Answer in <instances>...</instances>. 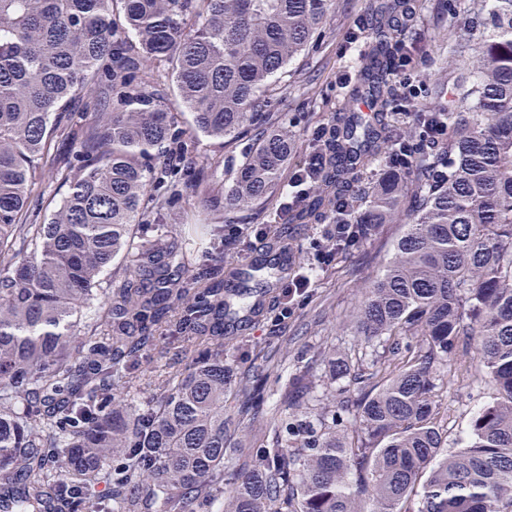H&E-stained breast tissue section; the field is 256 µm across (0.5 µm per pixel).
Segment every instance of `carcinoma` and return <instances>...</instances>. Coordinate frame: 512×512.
Here are the masks:
<instances>
[{"label":"carcinoma","mask_w":512,"mask_h":512,"mask_svg":"<svg viewBox=\"0 0 512 512\" xmlns=\"http://www.w3.org/2000/svg\"><path fill=\"white\" fill-rule=\"evenodd\" d=\"M399 4L377 9L360 80L341 109L330 176L340 191L368 157L410 126L355 118L368 97L390 107ZM334 0H0V512H106L87 489L111 469L112 512L142 502L211 512H512V0H467L435 45L458 74V104L441 88L424 106L448 124L407 175L361 196L369 230L404 224L364 298L348 315L364 357L328 349V384L357 385L345 400L355 428L317 408L306 375L253 466L216 487L232 452L224 396V261L191 256L176 235L140 234L154 189L203 193L214 174L200 139H249L224 209L241 217L280 184L296 137L268 107L287 67ZM171 78L192 125L167 106ZM98 91L100 111L76 103ZM80 139L59 159V136ZM64 189L49 213L28 198L46 170ZM331 204L328 188L298 216ZM114 261L120 281H104ZM102 306L89 322L78 315ZM192 342L189 366L141 370L161 344ZM493 385L470 434L445 450L448 423L436 377L461 347ZM136 386L155 392L143 407ZM261 386L239 412L259 409Z\"/></svg>","instance_id":"obj_1"}]
</instances>
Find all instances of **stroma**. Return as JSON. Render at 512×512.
<instances>
[{
  "mask_svg": "<svg viewBox=\"0 0 512 512\" xmlns=\"http://www.w3.org/2000/svg\"><path fill=\"white\" fill-rule=\"evenodd\" d=\"M383 0H336L326 25L306 54L293 62L292 68L302 73V82L279 94L273 109L280 123L295 134L299 151L289 160V167L302 164L308 153L313 129L318 124L336 126V112L354 83L355 65L348 50V38L355 25L371 29L376 10ZM461 0H425L411 26L418 43V96L412 111H420L425 92L435 84L452 91L454 80L440 77L433 45L448 33L457 21ZM280 191H273L255 205L247 216L250 224H268L272 230L263 239L254 240L228 250L223 246L225 225L235 223L233 215L223 208L209 209L207 202L192 194L175 198L162 196L152 224L143 228L144 236H152L156 224H173L177 233L192 247L223 257L225 273H232L246 263L266 258L274 260L278 247L285 246L304 263L314 252L315 240L323 225L332 223V212L320 209L299 224H275L274 215L280 204ZM397 224H386L375 235L360 240L337 255L318 272L305 297L299 299L285 322H277L275 314L281 300L282 286L289 276L285 271L265 270L270 289L263 314L252 318L236 334L224 338V367L238 378L260 375L264 378V405L258 412L238 417V400L224 405L226 417L239 421L233 435L235 452L224 464L225 477L247 469L255 448L266 438L270 418L281 406L280 398L290 377L306 371L312 379L324 374V366L312 358L327 348L348 351L357 342L353 330L342 324L345 315L362 299L363 290L377 276L392 240L400 233ZM469 357L452 355L442 369L435 402L448 415V448L457 450L459 437L468 429L475 410L487 403L493 393L485 380H459L458 374L470 365Z\"/></svg>",
  "mask_w": 512,
  "mask_h": 512,
  "instance_id": "stroma-1",
  "label": "stroma"
}]
</instances>
